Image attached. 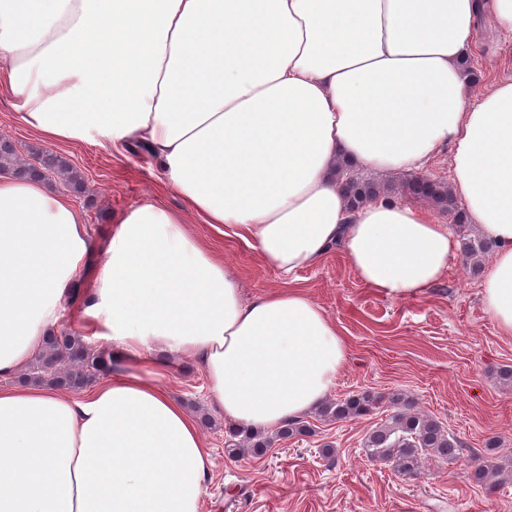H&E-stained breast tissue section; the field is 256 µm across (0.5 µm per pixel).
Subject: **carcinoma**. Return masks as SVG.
Masks as SVG:
<instances>
[{
	"label": "carcinoma",
	"instance_id": "1",
	"mask_svg": "<svg viewBox=\"0 0 512 512\" xmlns=\"http://www.w3.org/2000/svg\"><path fill=\"white\" fill-rule=\"evenodd\" d=\"M1 171H10L21 177L36 175L46 182L57 177L67 187L77 191L84 187L81 171L66 158L49 151L41 150L36 153L34 162L18 166L15 145L6 137L0 139ZM342 189L352 209L388 191L433 205L447 213L451 223L457 226L461 253L473 267H478L490 252V243L486 238L470 229L451 186L442 182L424 176H411L393 185L364 180L353 173L343 179ZM111 367L108 352L95 350L80 334L60 328L45 336L42 350L19 376V381L58 390L80 391L97 378L107 375ZM388 401L395 408V413L365 436L363 451L368 458L391 463L394 471L403 478H416L422 474L429 460L454 462L464 456L463 444L435 419L410 411L411 403L405 395L394 393L388 397ZM381 402L382 397L370 391H361L345 400L323 403L317 415L329 421L359 417L372 413ZM312 435L310 423L302 419L286 422L274 434L230 428L226 431L224 455L230 460L249 453L261 455L280 440ZM471 459L472 478L479 484L487 485L500 477L512 478V469L493 460L475 455Z\"/></svg>",
	"mask_w": 512,
	"mask_h": 512
}]
</instances>
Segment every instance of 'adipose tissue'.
<instances>
[{
    "mask_svg": "<svg viewBox=\"0 0 512 512\" xmlns=\"http://www.w3.org/2000/svg\"><path fill=\"white\" fill-rule=\"evenodd\" d=\"M512 0H0V84L50 143L146 144L190 213L287 276L331 247L378 293L412 299L460 252L428 209L349 211L345 159L383 174L450 153L451 187L492 245L485 311L512 335V79L466 103L461 66ZM84 216L37 178L0 173V376L75 313L115 367L89 396L0 387V512H200L212 460L166 387L196 360L225 422L270 430L317 407L347 362L300 288L244 299L184 216L144 202L93 260Z\"/></svg>",
    "mask_w": 512,
    "mask_h": 512,
    "instance_id": "adipose-tissue-1",
    "label": "adipose tissue"
}]
</instances>
